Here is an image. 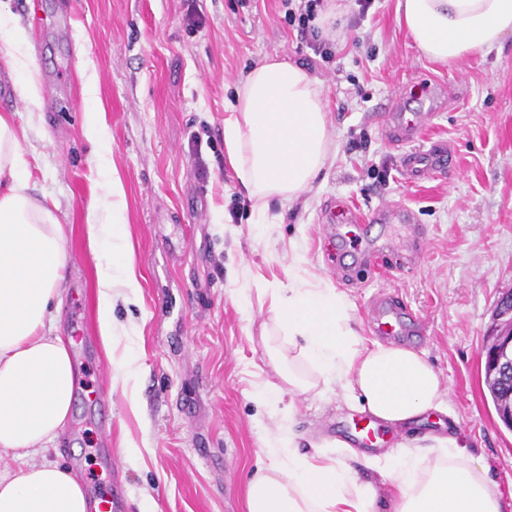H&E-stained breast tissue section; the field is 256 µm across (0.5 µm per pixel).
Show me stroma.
<instances>
[{
  "label": "stroma",
  "instance_id": "stroma-1",
  "mask_svg": "<svg viewBox=\"0 0 512 512\" xmlns=\"http://www.w3.org/2000/svg\"><path fill=\"white\" fill-rule=\"evenodd\" d=\"M397 0H373L359 15L346 0L347 24L330 35L333 56L315 60L336 153L294 203L272 199L275 224L249 220L251 204L224 149V104L239 79L266 55L302 62L281 0H0V11L32 41L29 69L0 59V114L26 126L30 192L56 202L69 256L58 312L63 336L85 321L78 395L57 458L78 471L90 495L122 484V512H245L244 488L278 428L300 451L329 439L351 441L361 412L335 394L278 393L281 380L260 339L270 317L268 290L301 264L349 298L364 344L376 337L367 315L384 282L422 322L423 352L438 373L447 418L481 461L512 512V430L499 420L484 380L485 338L493 311L512 291V39L501 52L442 65L423 58L398 23ZM201 17L185 20L188 7ZM95 98L84 99L82 77ZM53 89L60 111L29 124L18 89L28 80ZM437 82L452 89L416 140L388 142L379 108L401 92ZM98 113L126 192L128 233L141 282L138 305L116 307L122 329L111 351L97 335L95 264L85 208L101 195L83 134ZM448 141V174L407 181L402 150ZM207 166L200 176L199 166ZM414 210L427 235L424 261L410 270L381 253L382 271L356 282L336 274V243L322 237L328 207L371 212ZM138 372L120 378L127 353ZM103 391L107 418L87 401ZM136 450L124 455L121 447Z\"/></svg>",
  "mask_w": 512,
  "mask_h": 512
}]
</instances>
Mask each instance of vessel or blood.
Wrapping results in <instances>:
<instances>
[{
  "mask_svg": "<svg viewBox=\"0 0 512 512\" xmlns=\"http://www.w3.org/2000/svg\"><path fill=\"white\" fill-rule=\"evenodd\" d=\"M447 89L437 83L424 84L413 96L399 97L395 104L383 108V127L393 142L403 144L413 141L425 128L442 104H445ZM452 156L446 146H439L429 153L408 154L403 158L407 169H418L429 176L442 173ZM412 212L403 206H389L371 213L357 209H345L336 215L333 223L324 227L325 232L335 238L339 257H347L348 248L366 224H408ZM369 319L378 337L387 342L401 339L406 332L407 308L396 302L391 293L379 291L371 300Z\"/></svg>",
  "mask_w": 512,
  "mask_h": 512,
  "instance_id": "1",
  "label": "vessel or blood"
}]
</instances>
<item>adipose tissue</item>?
<instances>
[{"label": "adipose tissue", "mask_w": 512, "mask_h": 512, "mask_svg": "<svg viewBox=\"0 0 512 512\" xmlns=\"http://www.w3.org/2000/svg\"><path fill=\"white\" fill-rule=\"evenodd\" d=\"M398 22L427 60L450 63L501 50L512 37V0H397ZM25 127L0 115V512H90L72 469L48 453L66 426L75 386L69 342L57 335L53 306L66 279L65 237L52 206L28 193ZM335 145L320 84L302 66L268 55L238 83L224 107V147L252 202L253 223L270 219V201L307 192ZM91 201L85 230L97 253V329L111 348L117 302H134L140 282L128 241L126 198L117 170ZM347 295L293 271L273 289L261 340L284 389L344 399L393 427L430 412L448 413L441 381L423 354L402 346H363ZM282 434L245 488L246 512H381V490L360 481L355 452L295 450ZM393 494L391 512H502L501 494L456 433L431 444L407 442L372 459Z\"/></svg>", "instance_id": "ef3b65f1"}]
</instances>
